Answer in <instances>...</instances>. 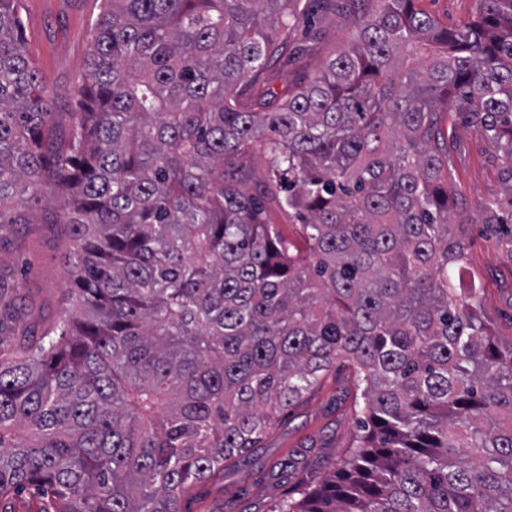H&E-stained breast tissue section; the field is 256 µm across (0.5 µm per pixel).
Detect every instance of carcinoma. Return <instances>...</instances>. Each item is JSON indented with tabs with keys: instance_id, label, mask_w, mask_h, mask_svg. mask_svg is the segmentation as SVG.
I'll return each instance as SVG.
<instances>
[{
	"instance_id": "cac0c4a2",
	"label": "carcinoma",
	"mask_w": 512,
	"mask_h": 512,
	"mask_svg": "<svg viewBox=\"0 0 512 512\" xmlns=\"http://www.w3.org/2000/svg\"><path fill=\"white\" fill-rule=\"evenodd\" d=\"M297 2L101 0L51 149L20 0H0V224L54 198L78 258L56 329L0 349L1 499L179 512L343 367L350 448L270 512H512V353L466 278L440 132L453 110L500 154L483 228L512 260V0L458 32L382 0L321 74L264 93L305 54ZM254 150L302 249L227 173Z\"/></svg>"
}]
</instances>
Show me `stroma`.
<instances>
[{
	"label": "stroma",
	"instance_id": "35a3bbf8",
	"mask_svg": "<svg viewBox=\"0 0 512 512\" xmlns=\"http://www.w3.org/2000/svg\"><path fill=\"white\" fill-rule=\"evenodd\" d=\"M24 16V36L43 70L51 94L58 136L73 123L74 91L88 77L85 66L95 18V0H32ZM419 9L456 28L470 22L479 0H418ZM306 19L294 37L308 47L299 62L276 67L263 78L273 93L292 85L297 71L318 74L327 60L349 48L358 17L375 13L379 0H301ZM448 169L457 212L468 221V273L482 290L481 314L502 351L512 350V260L487 238L480 224L482 204L503 196L501 162L482 131L454 113L443 116ZM56 205L33 210L27 224H0V276L8 298L20 310L0 349H14L21 337H40L56 324L70 304L74 258L69 257L67 227ZM355 387L343 370H332L303 400L281 413L257 447L230 462L223 472L193 484L180 498L181 512H269L295 498L301 486L329 475L357 431Z\"/></svg>",
	"mask_w": 512,
	"mask_h": 512
}]
</instances>
